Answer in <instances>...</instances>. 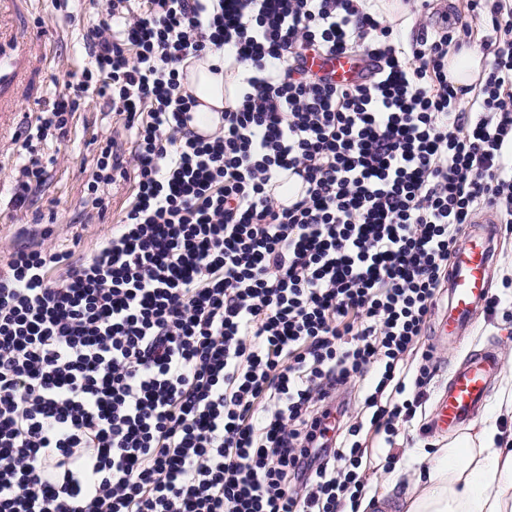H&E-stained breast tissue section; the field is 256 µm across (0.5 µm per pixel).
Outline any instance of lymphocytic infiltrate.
I'll return each mask as SVG.
<instances>
[{"label": "lymphocytic infiltrate", "instance_id": "obj_1", "mask_svg": "<svg viewBox=\"0 0 512 512\" xmlns=\"http://www.w3.org/2000/svg\"><path fill=\"white\" fill-rule=\"evenodd\" d=\"M130 2L92 0V65L21 142L19 208L34 139L95 95L133 146L102 143L88 198L129 172L134 198L89 257L16 245L0 268V512H358L360 433L392 452L425 403L465 226L493 209L512 237V0L434 26L412 0L406 44L367 0ZM472 45L491 62L454 86ZM215 50L241 104L204 137L180 68ZM320 53L370 70L336 86Z\"/></svg>", "mask_w": 512, "mask_h": 512}]
</instances>
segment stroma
Wrapping results in <instances>:
<instances>
[{"instance_id": "stroma-1", "label": "stroma", "mask_w": 512, "mask_h": 512, "mask_svg": "<svg viewBox=\"0 0 512 512\" xmlns=\"http://www.w3.org/2000/svg\"><path fill=\"white\" fill-rule=\"evenodd\" d=\"M86 0H71L68 11L57 10L53 0H0V46L19 43L16 60L19 78L0 88V252L17 241L21 225L32 227V243L68 249L88 257L97 242L111 232L131 200L132 177L118 179L105 190L107 209L87 202L84 185L96 167L97 145L108 137L130 146L132 133L121 118L94 96L83 99L67 141L54 137L38 141L37 150L47 180L31 196L28 206L15 211L6 202L14 193L21 160L16 135L36 123L40 109L55 97L56 81L67 73L89 67L91 58L82 34L90 23ZM493 342L502 349L505 371H512V323L481 315L468 340L454 350L438 349L439 371L430 387L432 397L415 417L398 421V457L387 461L379 448L371 450L369 493L384 512H404V496L414 485L416 456L421 448L441 444L442 435L429 428L435 402L452 365L469 352Z\"/></svg>"}]
</instances>
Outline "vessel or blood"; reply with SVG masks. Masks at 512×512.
I'll list each match as a JSON object with an SVG mask.
<instances>
[{
	"instance_id": "b4317fda",
	"label": "vessel or blood",
	"mask_w": 512,
	"mask_h": 512,
	"mask_svg": "<svg viewBox=\"0 0 512 512\" xmlns=\"http://www.w3.org/2000/svg\"><path fill=\"white\" fill-rule=\"evenodd\" d=\"M306 66L346 86L360 82L366 63L354 54H313ZM498 241V229L493 224L469 225L459 241L448 272L446 299L437 311L433 328L437 347H458L464 342L475 315L484 310L497 261ZM503 366L504 358L492 343L452 366L448 383L435 401L433 430L451 435L470 423L485 405Z\"/></svg>"
}]
</instances>
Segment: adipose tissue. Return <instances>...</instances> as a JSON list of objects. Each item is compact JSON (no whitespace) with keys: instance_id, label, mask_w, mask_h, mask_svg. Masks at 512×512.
<instances>
[{"instance_id":"1","label":"adipose tissue","mask_w":512,"mask_h":512,"mask_svg":"<svg viewBox=\"0 0 512 512\" xmlns=\"http://www.w3.org/2000/svg\"><path fill=\"white\" fill-rule=\"evenodd\" d=\"M223 65L218 51L186 62L182 86L197 99L198 116L213 118L239 105V76L223 73ZM500 436L486 426L424 452L406 512H512V448L500 446Z\"/></svg>"}]
</instances>
